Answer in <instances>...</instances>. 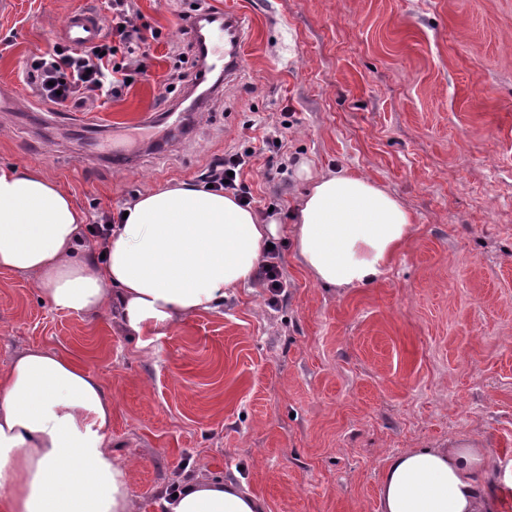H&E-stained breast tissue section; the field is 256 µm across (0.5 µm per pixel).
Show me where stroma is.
Segmentation results:
<instances>
[{"instance_id":"obj_1","label":"stroma","mask_w":512,"mask_h":512,"mask_svg":"<svg viewBox=\"0 0 512 512\" xmlns=\"http://www.w3.org/2000/svg\"><path fill=\"white\" fill-rule=\"evenodd\" d=\"M8 3L0 84L24 97L0 111V166L59 182L87 223L248 148L257 213L287 222L304 162L363 175L414 217L373 285L324 287L285 245L276 305L239 287L146 348L117 315L53 309L31 277L0 272V371L34 346L93 369L142 512L187 475L238 479L269 512H379L389 455L461 439L512 467V0H133L161 32L147 74L90 112L41 102L24 72L68 13L110 20L105 0ZM199 3L244 18L242 71L158 150L146 118L174 100L181 16ZM284 120L270 179L261 148ZM114 146L130 166L113 168Z\"/></svg>"}]
</instances>
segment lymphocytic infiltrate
Returning <instances> with one entry per match:
<instances>
[{
    "label": "lymphocytic infiltrate",
    "mask_w": 512,
    "mask_h": 512,
    "mask_svg": "<svg viewBox=\"0 0 512 512\" xmlns=\"http://www.w3.org/2000/svg\"><path fill=\"white\" fill-rule=\"evenodd\" d=\"M112 12L108 37L89 47L62 45L34 56L27 66V79L41 99L57 106L77 109L109 96H119L130 80L146 75L144 59L129 53L132 42L147 43L159 39V30L143 33L131 16L130 0H110ZM127 56H120V49ZM252 150L214 157L202 170L198 180L214 190L233 193L244 205H251L253 196L243 179V170L250 162Z\"/></svg>",
    "instance_id": "lymphocytic-infiltrate-1"
}]
</instances>
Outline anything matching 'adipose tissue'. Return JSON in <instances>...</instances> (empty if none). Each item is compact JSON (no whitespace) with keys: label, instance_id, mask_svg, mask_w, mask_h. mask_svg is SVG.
<instances>
[{"label":"adipose tissue","instance_id":"ef3b65f1","mask_svg":"<svg viewBox=\"0 0 512 512\" xmlns=\"http://www.w3.org/2000/svg\"><path fill=\"white\" fill-rule=\"evenodd\" d=\"M294 206L301 264L320 283L376 282L413 218L393 194L351 173L312 177ZM114 225L103 261L78 253L84 217L54 180L0 168V271L30 274L49 305L74 315L117 310L124 328L160 335L251 283L284 226L233 194L180 183L145 191ZM112 396L100 376L62 352L33 347L0 373V512H141L134 462L115 454ZM512 476H496L476 441L390 456L380 512H495ZM165 512H267L233 481L189 480L162 496Z\"/></svg>","mask_w":512,"mask_h":512}]
</instances>
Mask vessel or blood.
<instances>
[{
    "instance_id": "obj_1",
    "label": "vessel or blood",
    "mask_w": 512,
    "mask_h": 512,
    "mask_svg": "<svg viewBox=\"0 0 512 512\" xmlns=\"http://www.w3.org/2000/svg\"><path fill=\"white\" fill-rule=\"evenodd\" d=\"M102 34L98 14L88 9L71 12L65 19L61 37L69 45L84 47L95 44ZM189 35L212 70L225 77L237 76L242 66V52L248 29L241 16L229 12L203 10L191 19Z\"/></svg>"
}]
</instances>
